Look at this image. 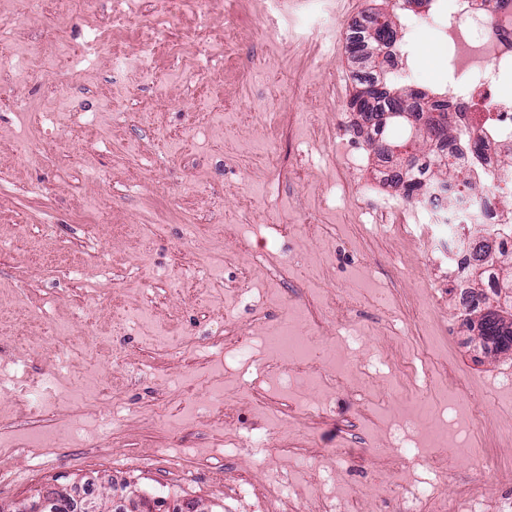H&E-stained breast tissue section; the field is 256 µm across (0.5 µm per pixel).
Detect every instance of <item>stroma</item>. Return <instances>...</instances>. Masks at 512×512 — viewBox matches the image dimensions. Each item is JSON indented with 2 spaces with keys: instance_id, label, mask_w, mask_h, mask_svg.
Wrapping results in <instances>:
<instances>
[{
  "instance_id": "obj_1",
  "label": "stroma",
  "mask_w": 512,
  "mask_h": 512,
  "mask_svg": "<svg viewBox=\"0 0 512 512\" xmlns=\"http://www.w3.org/2000/svg\"><path fill=\"white\" fill-rule=\"evenodd\" d=\"M110 0L0 27V56L23 44L52 69L0 71V438H36L55 462L0 452V512L46 484L110 500L158 493L207 512H290L277 479L318 498L341 492L357 512H405L404 479L436 483L476 512L512 495L497 462L512 444V353L480 347L465 325L445 246L376 215L402 190L400 159L357 125L349 37L392 0ZM112 47L71 80L90 32ZM156 41L151 75L115 70ZM411 88L429 89L466 39L434 26ZM97 115L95 128L81 124ZM434 306V330L421 312ZM303 323L323 368L309 386L264 339ZM66 327L61 366L50 327ZM98 330L100 355L82 329ZM247 348L248 360L236 356ZM353 368L335 390V367ZM47 380V397L13 375ZM465 374L476 432L492 459L446 453L452 412L442 378ZM260 436L264 453L245 446ZM345 448L343 463L326 458ZM446 455L435 473L431 459Z\"/></svg>"
}]
</instances>
